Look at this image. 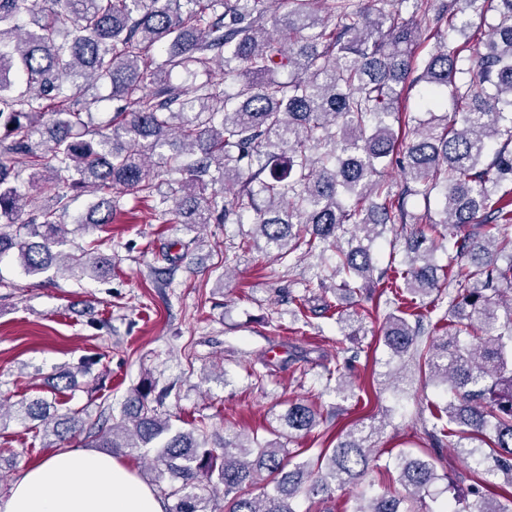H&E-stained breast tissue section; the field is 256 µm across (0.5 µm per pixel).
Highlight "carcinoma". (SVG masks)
I'll return each mask as SVG.
<instances>
[{
  "mask_svg": "<svg viewBox=\"0 0 512 512\" xmlns=\"http://www.w3.org/2000/svg\"><path fill=\"white\" fill-rule=\"evenodd\" d=\"M0 0V259L11 255L29 276L54 266L74 279L112 270V258L64 253L68 192L96 195L79 224H110L122 198L153 202L168 224L255 226L279 259L334 251L318 280L323 293L373 296L399 288L427 297L454 286L449 308L430 332L411 327L404 307L384 317L390 357H409L425 384L442 388L430 404L432 446L443 444L471 464L478 484L448 485L445 512H512V0H497L494 22L470 56L449 37L485 16L486 0ZM412 8L402 17V8ZM437 38L420 69L421 36ZM219 67L236 76L228 92L211 79ZM180 73L191 84H176ZM201 75L206 80L197 81ZM430 97L447 89L458 125L430 114L404 118L406 84ZM110 88L120 107L92 122L85 92ZM84 99L83 109L69 103ZM398 128H393V123ZM402 156L404 190L383 172ZM166 175L167 190L157 179ZM54 187L50 202L32 190ZM436 191L442 219L407 225L410 196ZM22 212L30 215L15 223ZM401 224L404 260L381 269L371 246ZM491 224L495 234L481 232ZM448 253L447 267L435 264ZM334 282L329 289L326 281ZM355 313L339 314L342 344ZM130 391L120 415L90 426L62 418L36 399L18 417L44 426L55 447L78 435L97 448H150L156 495L176 500L168 512H297L303 493L321 500L349 494L351 512H430L426 497L441 479L433 462L401 452L397 483L370 496L361 489L380 467L370 444L382 425L358 421L336 446L291 465L285 446L321 418L295 402L275 417L271 438H224L208 447L205 424L175 430L154 399Z\"/></svg>",
  "mask_w": 512,
  "mask_h": 512,
  "instance_id": "obj_1",
  "label": "carcinoma"
}]
</instances>
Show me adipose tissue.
I'll return each mask as SVG.
<instances>
[{
  "label": "adipose tissue",
  "mask_w": 512,
  "mask_h": 512,
  "mask_svg": "<svg viewBox=\"0 0 512 512\" xmlns=\"http://www.w3.org/2000/svg\"><path fill=\"white\" fill-rule=\"evenodd\" d=\"M0 512H163L154 492L112 456L58 450L16 479Z\"/></svg>",
  "instance_id": "1"
}]
</instances>
